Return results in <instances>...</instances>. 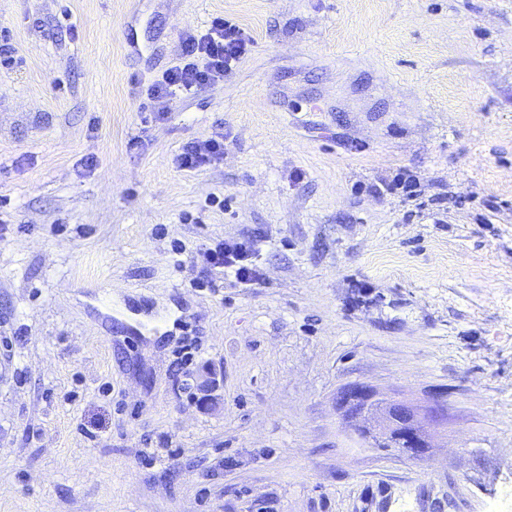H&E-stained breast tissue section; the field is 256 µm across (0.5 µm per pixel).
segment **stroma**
<instances>
[{
    "label": "stroma",
    "mask_w": 512,
    "mask_h": 512,
    "mask_svg": "<svg viewBox=\"0 0 512 512\" xmlns=\"http://www.w3.org/2000/svg\"><path fill=\"white\" fill-rule=\"evenodd\" d=\"M218 15L248 53L158 116ZM1 42L0 512L506 504L512 0H0ZM222 240L257 280L194 287ZM349 384L439 399L429 453L366 447ZM224 158V135L216 132L205 140L186 142L176 156L177 167L184 171H199Z\"/></svg>",
    "instance_id": "35a3bbf8"
}]
</instances>
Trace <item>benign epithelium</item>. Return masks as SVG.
<instances>
[{"mask_svg":"<svg viewBox=\"0 0 512 512\" xmlns=\"http://www.w3.org/2000/svg\"><path fill=\"white\" fill-rule=\"evenodd\" d=\"M336 407L367 447L380 448L395 440L407 457L429 447L424 421L439 422L436 410L429 406L388 399L360 385L345 387L336 397Z\"/></svg>","mask_w":512,"mask_h":512,"instance_id":"1","label":"benign epithelium"}]
</instances>
